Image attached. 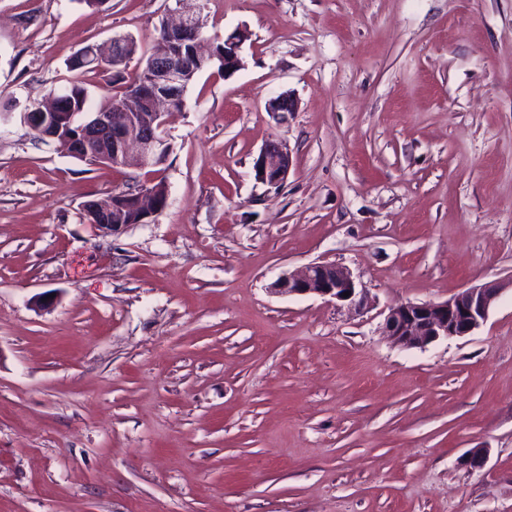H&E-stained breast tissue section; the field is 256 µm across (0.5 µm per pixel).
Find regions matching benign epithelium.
Instances as JSON below:
<instances>
[{"mask_svg": "<svg viewBox=\"0 0 512 512\" xmlns=\"http://www.w3.org/2000/svg\"><path fill=\"white\" fill-rule=\"evenodd\" d=\"M177 22L164 23V38L157 41L148 60L141 61L145 77L123 97L115 100L110 112H82L77 122L63 125L69 113L60 111L61 93L20 113L22 123L48 143L71 149L74 154L92 152L112 161L130 163L139 169L155 168L171 145L165 115L181 111L192 80L206 68L214 55L200 53L203 27L201 0H175ZM133 37L115 35L104 50L94 46L89 56L99 67L123 65L135 56ZM244 37L233 32L224 38V74L234 73L240 64ZM269 112H292L294 100L286 93L270 98ZM292 157L285 143L274 139L260 150L255 162L256 180L270 187L283 184L291 171ZM140 223L163 211L155 191L142 190L134 199ZM91 224L105 233L123 227L121 213H113L112 202L88 201L83 206ZM278 296H320L345 302L361 312L368 304L365 289L346 267L315 262L297 271L280 274L269 285ZM501 291L498 282H486L463 290L441 302H399L389 307L382 333L395 346L424 349L440 339L472 334L488 318ZM349 296H343V293Z\"/></svg>", "mask_w": 512, "mask_h": 512, "instance_id": "obj_1", "label": "benign epithelium"}]
</instances>
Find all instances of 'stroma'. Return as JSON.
Listing matches in <instances>:
<instances>
[{
  "label": "stroma",
  "mask_w": 512,
  "mask_h": 512,
  "mask_svg": "<svg viewBox=\"0 0 512 512\" xmlns=\"http://www.w3.org/2000/svg\"><path fill=\"white\" fill-rule=\"evenodd\" d=\"M175 0H0V106L89 44L149 54ZM169 118L166 208L105 234L85 201L149 178L0 122V512H512V0H207ZM287 92L285 119L266 110ZM272 139L278 188L254 161ZM369 304L268 290L313 262ZM504 289L471 335L400 348V301ZM51 293L53 305L39 307ZM482 468L460 466L472 449ZM244 37L240 32H233L224 37V44L217 46L218 55H224V63L222 62L224 75L234 73L240 64V49ZM292 157L285 143L274 139L260 150L255 162L256 180L270 187L283 184L292 168Z\"/></svg>",
  "instance_id": "1"
}]
</instances>
